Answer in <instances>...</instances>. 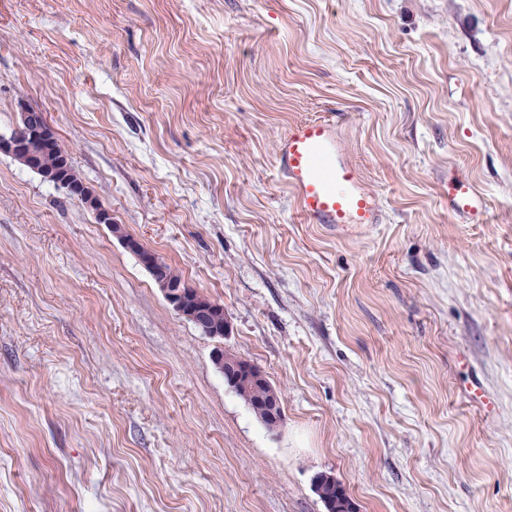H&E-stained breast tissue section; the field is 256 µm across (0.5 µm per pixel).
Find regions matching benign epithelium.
Returning a JSON list of instances; mask_svg holds the SVG:
<instances>
[{
    "instance_id": "7a95c632",
    "label": "benign epithelium",
    "mask_w": 512,
    "mask_h": 512,
    "mask_svg": "<svg viewBox=\"0 0 512 512\" xmlns=\"http://www.w3.org/2000/svg\"><path fill=\"white\" fill-rule=\"evenodd\" d=\"M54 141L56 135L47 123L45 114L29 107L20 112L15 134L0 138V153L14 156L29 152L34 142L50 145ZM96 219L98 223L107 225L112 236L127 250L139 255L142 265L149 271L164 299L179 317L193 323L204 336L222 339L229 334V322L223 305L212 301L175 271L168 270L155 251L146 247L140 239L126 233L122 225L113 223L109 211L97 210ZM213 362L223 367L224 376L232 385L242 381L255 388L268 386V378L258 365L245 359H226L222 348L214 351ZM262 401L270 428L279 427L283 420L281 394L271 390Z\"/></svg>"
}]
</instances>
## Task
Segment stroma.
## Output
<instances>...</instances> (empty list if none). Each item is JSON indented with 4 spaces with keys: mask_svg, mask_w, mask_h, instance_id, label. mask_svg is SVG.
<instances>
[{
    "mask_svg": "<svg viewBox=\"0 0 512 512\" xmlns=\"http://www.w3.org/2000/svg\"><path fill=\"white\" fill-rule=\"evenodd\" d=\"M28 105L231 332L0 153V512H326L320 473L357 512H512V0H0V135ZM314 118L369 231L296 210L276 146ZM453 176L485 223L449 213ZM96 219L98 223L109 226L112 235L127 250L139 255L142 265L149 271L164 299L179 317L193 323L204 336L217 339L228 336L230 326L223 305L212 301L174 270H168L155 251L146 247L137 237L126 233L121 224H114L108 210H97ZM195 294L205 303L197 300L190 302ZM213 362L221 368L223 365L224 377L226 376L231 385L243 380L244 383L255 388L268 387V378L258 365L245 359L238 360L233 357L224 360V348H217L214 351ZM262 401L267 411V419L270 421V428L279 427L283 420L281 394L277 390L270 389L268 394L262 397Z\"/></svg>",
    "mask_w": 512,
    "mask_h": 512,
    "instance_id": "35a3bbf8",
    "label": "stroma"
}]
</instances>
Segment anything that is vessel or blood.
<instances>
[{"mask_svg":"<svg viewBox=\"0 0 512 512\" xmlns=\"http://www.w3.org/2000/svg\"><path fill=\"white\" fill-rule=\"evenodd\" d=\"M276 155L304 223L328 224L339 231L351 224L381 223L376 197L349 160L334 121L292 124L279 141ZM448 206L472 222L485 220V200L468 179L449 181Z\"/></svg>","mask_w":512,"mask_h":512,"instance_id":"1","label":"vessel or blood"}]
</instances>
